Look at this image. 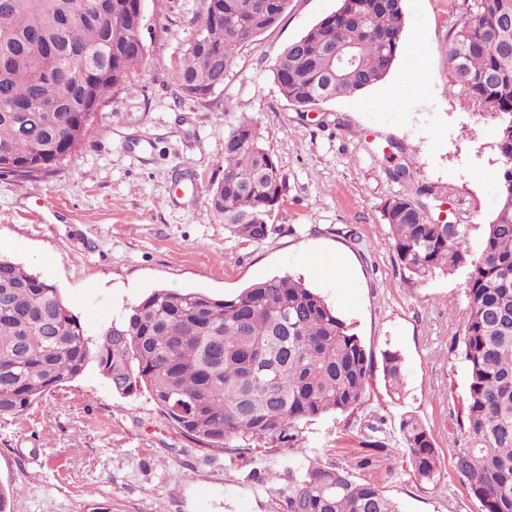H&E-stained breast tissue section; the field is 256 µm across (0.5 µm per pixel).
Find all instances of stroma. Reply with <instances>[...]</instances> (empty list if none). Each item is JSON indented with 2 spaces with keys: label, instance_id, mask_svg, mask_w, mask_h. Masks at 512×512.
<instances>
[{
  "label": "stroma",
  "instance_id": "1",
  "mask_svg": "<svg viewBox=\"0 0 512 512\" xmlns=\"http://www.w3.org/2000/svg\"><path fill=\"white\" fill-rule=\"evenodd\" d=\"M463 0H405L406 24L387 77L311 112L284 100L273 65L339 0H288L281 21L239 52L224 84L183 94L177 66L207 0H144L146 61L136 92L103 104L77 155L37 181L0 177V255L54 284L97 331L154 290L230 297L274 275L302 277L373 358L352 416L302 426V446L383 486L402 512H481L454 469L467 378L457 348L465 269L419 283L400 269L383 202L430 192V219L469 225L480 249L494 218L497 122L448 82V34ZM251 121L286 178L273 231L234 235L204 206L224 173V136ZM408 166L411 178L389 171ZM331 254L332 275L308 257ZM387 350L405 360L402 399L385 387ZM411 411L433 432L434 482L417 481L397 433ZM386 445L372 447L375 438ZM293 458L205 448L183 437L147 392L112 391L95 368L46 395L23 420L0 418V488L12 512H282Z\"/></svg>",
  "mask_w": 512,
  "mask_h": 512
}]
</instances>
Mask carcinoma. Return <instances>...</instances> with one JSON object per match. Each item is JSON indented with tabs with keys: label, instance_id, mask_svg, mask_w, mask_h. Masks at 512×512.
Instances as JSON below:
<instances>
[{
	"label": "carcinoma",
	"instance_id": "cac0c4a2",
	"mask_svg": "<svg viewBox=\"0 0 512 512\" xmlns=\"http://www.w3.org/2000/svg\"><path fill=\"white\" fill-rule=\"evenodd\" d=\"M405 0H340L290 43L273 79L290 104L314 109L380 83L396 60ZM288 0H208L202 33L180 60L186 95L212 93L239 50L274 27ZM143 0H0V169L47 173L76 156L100 104L132 93L146 46ZM448 82L498 121L512 155V0H473L448 36ZM286 195V178L259 130L224 135V175L207 210L260 243ZM496 215L472 260L465 224H434L410 195L382 205L402 270L423 282L470 265L460 359L467 372L455 468L481 512H512V170L495 182ZM91 366L121 395L147 391L180 433L211 448L274 444L300 450L299 425L353 413L371 354L336 311L290 274L230 298L157 289L91 335L56 286L0 257V417L20 419ZM387 390L401 394L404 360L383 353ZM398 433L415 477L434 480V435L415 414ZM284 512H401L377 483L337 462L304 457L278 490Z\"/></svg>",
	"mask_w": 512,
	"mask_h": 512
}]
</instances>
